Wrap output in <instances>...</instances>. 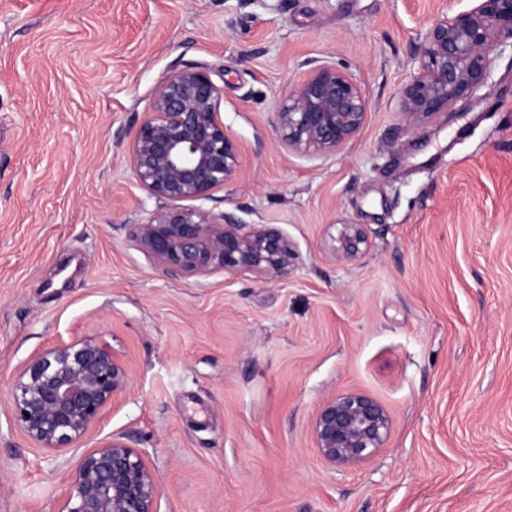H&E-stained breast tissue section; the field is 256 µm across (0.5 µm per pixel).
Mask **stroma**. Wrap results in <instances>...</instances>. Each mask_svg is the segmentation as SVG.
<instances>
[{"label": "stroma", "instance_id": "obj_1", "mask_svg": "<svg viewBox=\"0 0 512 512\" xmlns=\"http://www.w3.org/2000/svg\"><path fill=\"white\" fill-rule=\"evenodd\" d=\"M477 0H0V512H60L80 458L132 434L158 512H512V38L442 111L402 112L417 47ZM201 64L242 160L197 206L279 229L288 277L168 275L130 235L164 209L130 149L163 79ZM369 108L331 156L278 104L319 65ZM368 244L335 257L343 224ZM72 336L126 394L48 465L14 426L23 362ZM355 390L392 429L328 464L311 421Z\"/></svg>", "mask_w": 512, "mask_h": 512}]
</instances>
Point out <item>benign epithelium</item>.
<instances>
[{"label": "benign epithelium", "mask_w": 512, "mask_h": 512, "mask_svg": "<svg viewBox=\"0 0 512 512\" xmlns=\"http://www.w3.org/2000/svg\"><path fill=\"white\" fill-rule=\"evenodd\" d=\"M500 32L512 35V0H479L470 12L438 19L417 49L421 65L403 90L402 111L437 112L482 84ZM221 99L222 89L202 65L187 64L163 81L138 127L131 162L147 193L171 206L134 225L132 236L172 276L222 268L285 278L292 254L278 229L180 206L208 198L238 172L240 149L224 128ZM367 110L349 73L317 66L279 104L276 129L286 149L329 156L358 133ZM366 244L360 225L346 223L334 255L354 259ZM129 382L128 364L107 343L61 339L21 366L10 398L13 422L38 447L59 452L79 441ZM391 427L387 409L356 391L324 400L311 425L320 456L334 466L371 460ZM131 442L130 434H114L87 453L60 512H158L159 490L146 453Z\"/></svg>", "instance_id": "benign-epithelium-1"}]
</instances>
